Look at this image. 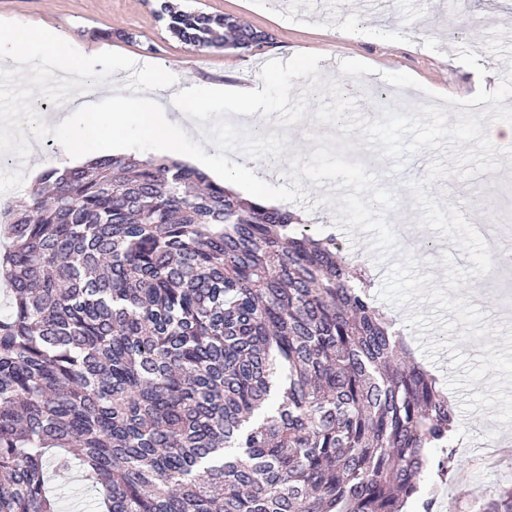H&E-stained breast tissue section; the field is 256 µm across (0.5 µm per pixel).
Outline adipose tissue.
Returning a JSON list of instances; mask_svg holds the SVG:
<instances>
[{
    "label": "adipose tissue",
    "instance_id": "obj_1",
    "mask_svg": "<svg viewBox=\"0 0 512 512\" xmlns=\"http://www.w3.org/2000/svg\"><path fill=\"white\" fill-rule=\"evenodd\" d=\"M48 56L60 70L80 77L90 61L87 54L73 49L65 38L50 27L5 25L0 27V65L21 70L25 60ZM142 95L126 96L121 91H108L106 83L84 87L74 92L75 110L86 128L97 137L118 140L124 121L137 117L146 134L156 144L159 155L183 156L188 144H196L197 157L219 150L217 142L195 135L192 117L201 111L223 112L232 103L239 114L247 117L255 128L267 125L265 114L256 109V85L244 81L233 85H209L204 88L184 86L169 80L161 67H143L139 71ZM109 93L111 111H102L98 97Z\"/></svg>",
    "mask_w": 512,
    "mask_h": 512
}]
</instances>
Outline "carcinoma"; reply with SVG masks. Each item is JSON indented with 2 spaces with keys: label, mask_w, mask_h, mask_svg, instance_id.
<instances>
[{
  "label": "carcinoma",
  "mask_w": 512,
  "mask_h": 512,
  "mask_svg": "<svg viewBox=\"0 0 512 512\" xmlns=\"http://www.w3.org/2000/svg\"><path fill=\"white\" fill-rule=\"evenodd\" d=\"M171 37L270 35L175 10ZM0 274V512H433L455 414L371 283L291 212L171 159L50 167L11 205ZM468 512H512V487ZM62 484V489H61V493H62V496L66 499H68L69 501H73V502H78L82 499H84L85 501H88L91 497H93V492H90L88 489H84L77 477V474L76 472H72L71 475L68 477V478H65V477H54L49 483H48V487L51 489V490H54L56 494H58V486ZM75 489L77 491V496L76 498H69L67 496V492L69 489ZM59 495V494H58ZM66 499H63L62 498V501L60 503V507H61V511L62 512H78V511H70V510H74L72 508V504L67 501Z\"/></svg>",
  "instance_id": "1"
}]
</instances>
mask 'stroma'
Masks as SVG:
<instances>
[{
    "mask_svg": "<svg viewBox=\"0 0 512 512\" xmlns=\"http://www.w3.org/2000/svg\"><path fill=\"white\" fill-rule=\"evenodd\" d=\"M181 10L228 14L267 32L269 44L250 52L221 47L197 48L173 39L165 20L156 12V0H0V21L11 20L33 26H48L59 31L72 43L87 50L105 49L106 54L89 75V82L108 81L119 77L128 96L140 93L138 70L143 65H159L169 69L175 81L185 85L239 83L254 77L263 64L272 59L282 61L298 53H316L321 57L322 78L338 80L343 92L356 99L359 112L368 118L378 116V103L417 109L431 104L432 94L457 100L475 95V79L482 68L500 72L511 69L495 59L486 47L491 29L505 31L504 44L512 45V0H170ZM357 59L373 66L370 74L360 78L341 75L339 63ZM28 81L15 88L12 72L0 68V201L21 199L16 181L28 163L23 143L13 135L14 116L39 111H56L55 96L58 75L47 62L38 61L28 68ZM406 72L415 77L419 88L399 89L387 84V73ZM317 99H310L311 112L287 129L288 143L276 164L264 175L267 182L285 184L289 161L295 155L309 157L310 136L333 133L328 124L316 123L312 112ZM30 134L34 150L43 167L54 166L59 145L70 139L78 147L95 156L118 152L140 160L155 157L154 143L145 138L136 125H128L120 134V145L111 148L84 133L79 122L58 128L49 122H33ZM352 155L364 162L380 179L382 186L394 188L398 205L388 216L398 236L402 251L413 253L420 261L419 273L429 275L435 285H443L444 253H451L455 264L470 268L465 252L449 244L421 225L420 212L406 183L424 177L435 151L426 150L410 159L401 175H390V160L381 158L351 133ZM501 167L494 172L478 174L470 179L452 176L435 181L429 195L455 205L473 224L495 227L500 241L512 247V161L500 156ZM304 191L316 200L314 210L289 203V210L306 214L314 231L334 232L342 256L369 270L374 284H382L386 264L378 263L363 232L347 237L335 224L336 209L326 204L329 186L318 187L303 180ZM469 304L478 306L489 325L512 327V291L502 281L489 277L469 278L459 291ZM405 336L414 358L424 365L439 383L454 378L448 350L429 358L423 351L417 331L406 319L409 307L383 304ZM485 382L473 389L449 391L448 399L455 413L454 440L458 445L455 473L443 484L426 478L425 490L440 489L439 512L467 503L496 487L512 484V462L480 463L489 452H512V423L493 421L487 408L464 412L461 403L469 391H485Z\"/></svg>",
    "mask_w": 512,
    "mask_h": 512,
    "instance_id": "35a3bbf8",
    "label": "stroma"
}]
</instances>
